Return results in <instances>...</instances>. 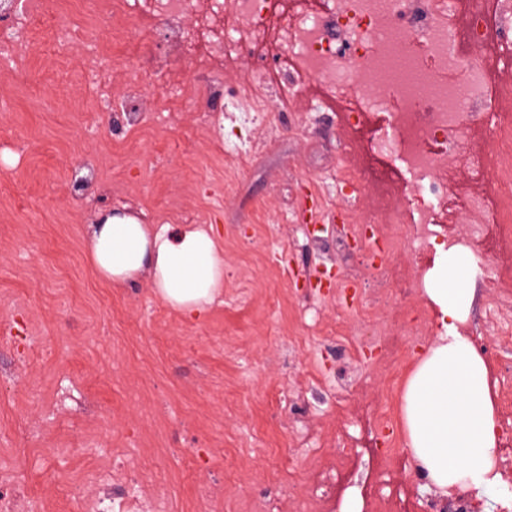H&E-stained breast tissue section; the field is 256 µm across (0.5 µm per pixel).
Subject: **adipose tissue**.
<instances>
[{
  "mask_svg": "<svg viewBox=\"0 0 512 512\" xmlns=\"http://www.w3.org/2000/svg\"><path fill=\"white\" fill-rule=\"evenodd\" d=\"M85 258L110 286L149 281L159 299L191 318L207 315L224 291V241L211 224L175 228L106 213L86 232ZM475 264L465 244H435L421 294L438 331L400 392L411 467L423 491L441 501L464 492L483 502L503 482L490 367L462 331L475 296L467 271Z\"/></svg>",
  "mask_w": 512,
  "mask_h": 512,
  "instance_id": "obj_1",
  "label": "adipose tissue"
}]
</instances>
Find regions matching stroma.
I'll return each instance as SVG.
<instances>
[{
    "label": "stroma",
    "instance_id": "obj_1",
    "mask_svg": "<svg viewBox=\"0 0 512 512\" xmlns=\"http://www.w3.org/2000/svg\"><path fill=\"white\" fill-rule=\"evenodd\" d=\"M53 6V24L88 27L109 66L87 81L75 57L73 79L51 81L57 62L37 52L25 81L0 76V153L14 158L0 175V467L16 469L41 512H74L70 480L116 453L167 488L171 512H205L207 484L226 493L223 512H238L241 500L276 498L284 474L297 493L312 489L302 458L288 456L300 420L313 445L360 450L337 501L389 494L423 512L408 455L381 473L367 426L397 404L419 338L436 334L425 300L396 295L410 312L395 329L407 342L385 373L374 369L383 328L364 315L365 293L303 285L349 260L334 232L306 231L310 216L328 226L352 205L336 192L335 113H279L258 163L225 180L206 134L207 114L224 109L210 93L216 78L174 52L166 21L126 15L116 40L73 0ZM172 69L193 90L175 110ZM107 79L111 111L89 112ZM176 207L224 238V294L201 322L148 283H101L83 255L102 212L159 224ZM475 282L467 334L512 378V341Z\"/></svg>",
    "mask_w": 512,
    "mask_h": 512
}]
</instances>
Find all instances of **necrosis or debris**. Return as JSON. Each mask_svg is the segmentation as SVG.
Returning a JSON list of instances; mask_svg holds the SVG:
<instances>
[{"label":"necrosis or debris","instance_id":"necrosis-or-debris-1","mask_svg":"<svg viewBox=\"0 0 512 512\" xmlns=\"http://www.w3.org/2000/svg\"><path fill=\"white\" fill-rule=\"evenodd\" d=\"M95 11L171 24L192 19L179 54L235 85L224 110L237 127H275L276 112H334L341 155L336 189L358 209L345 235L362 256L344 280L373 283L381 297L421 283L422 266H400L410 245H431L432 225L465 215L483 247L476 258L496 290L491 310L512 333V290L485 255L512 239V0H94ZM48 0L0 9V67L23 66L28 24L48 20ZM250 68H242V56ZM398 159L415 181L389 168ZM384 248L389 261L371 262ZM357 451L309 456L316 488L293 497L296 512H336V475ZM101 474L127 486L124 503L77 486L78 512H167L163 489L138 469L111 462Z\"/></svg>","mask_w":512,"mask_h":512}]
</instances>
